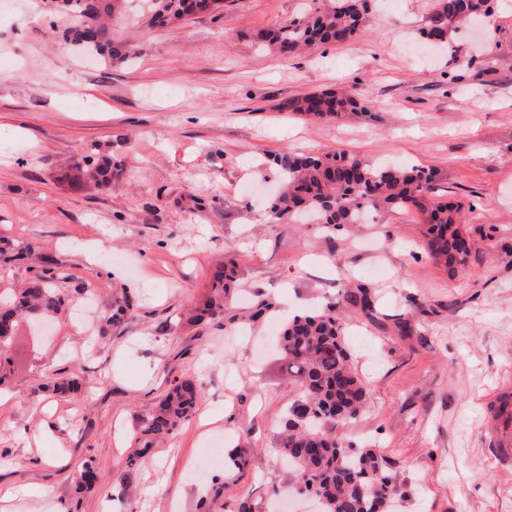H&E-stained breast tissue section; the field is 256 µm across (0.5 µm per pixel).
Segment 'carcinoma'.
Returning a JSON list of instances; mask_svg holds the SVG:
<instances>
[{"label":"carcinoma","mask_w":512,"mask_h":512,"mask_svg":"<svg viewBox=\"0 0 512 512\" xmlns=\"http://www.w3.org/2000/svg\"><path fill=\"white\" fill-rule=\"evenodd\" d=\"M222 0H145L141 21L146 27L163 29L189 17L214 10ZM367 0H323L320 7L295 18L264 36L277 54L290 56L314 45L350 44L363 31ZM125 0H57L65 17L70 43L114 63L129 58L133 46L112 38L108 20L120 14ZM492 0H438L423 31L427 40L437 38L451 49L452 59L463 52L455 44L465 17L478 21L491 13ZM290 112L320 120L347 114L366 119L370 108L350 94L322 92L291 99L283 104ZM272 165L278 171L282 189L273 200L272 223L290 222L302 211L320 224L332 227L360 223L366 210L399 211L417 208L428 224L426 247L430 256L444 265L451 276L465 266L469 245L461 234L463 205L436 202L438 173L424 168H396L364 161L340 153H297L276 155ZM70 181L76 186L112 184V159L84 157L73 167ZM29 247L5 244L0 247V270L23 260ZM65 275L56 264L43 260L34 282L19 290L0 276V389L7 386L12 361L7 345L20 316L39 320L56 315L66 294L57 283ZM237 281L235 266H220L212 275L211 291L203 307L188 317L202 324L224 313L230 289ZM354 307L366 316L376 310V299L367 288H346L338 302L288 321L281 337V351L288 378L295 384L297 399L281 422L278 452L293 466L297 486L313 488L322 512H389L399 493L396 476L384 455L376 448L345 445L336 429L360 416L366 388L358 376L352 354L344 340L343 309ZM77 386L72 373L61 371L53 389L65 395ZM201 399L199 388L189 379L171 387L153 410L140 421L139 448L130 464L148 454L153 442L174 431L195 411Z\"/></svg>","instance_id":"carcinoma-1"}]
</instances>
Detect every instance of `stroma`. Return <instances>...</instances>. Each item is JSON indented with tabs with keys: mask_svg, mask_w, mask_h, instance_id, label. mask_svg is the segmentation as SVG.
I'll use <instances>...</instances> for the list:
<instances>
[{
	"mask_svg": "<svg viewBox=\"0 0 512 512\" xmlns=\"http://www.w3.org/2000/svg\"><path fill=\"white\" fill-rule=\"evenodd\" d=\"M313 5L224 0L155 30L129 0L114 29L134 54L91 67L46 0L0 8V241L53 257L72 292L51 336L16 329L0 512H316L274 495L293 481L278 452L295 398L278 336L286 313L356 286L378 314L344 313L367 408L339 435L381 448L398 512H512V448L491 429L512 390V0L492 4L493 71L480 80L447 52L417 57L435 0H369L353 44L297 57L264 47L265 31ZM339 89L368 99L375 119L283 108ZM322 151L438 170L437 198L464 206V269L448 276L429 256L414 209L350 230L272 223L271 156ZM87 155L118 162L111 185L66 180ZM229 260L239 277L224 315L186 323ZM122 298L128 315L103 323ZM61 369L75 373L73 393L31 397ZM185 379L202 393L196 414L129 464L141 417ZM216 441L248 448L242 475L226 480L205 456ZM88 461L102 480L81 494Z\"/></svg>",
	"mask_w": 512,
	"mask_h": 512,
	"instance_id": "obj_1",
	"label": "stroma"
}]
</instances>
